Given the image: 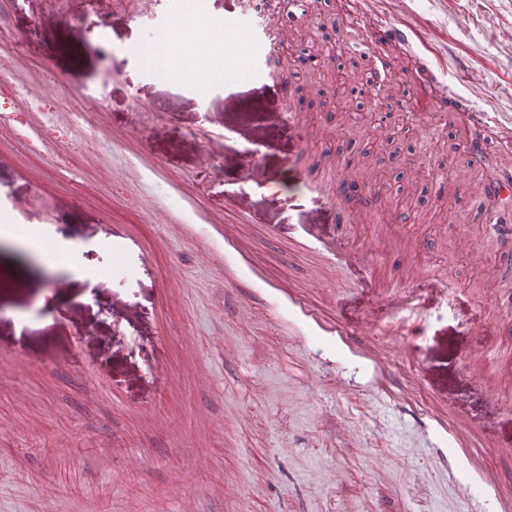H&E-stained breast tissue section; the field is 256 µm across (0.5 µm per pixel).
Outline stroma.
I'll return each mask as SVG.
<instances>
[{
	"label": "stroma",
	"instance_id": "obj_1",
	"mask_svg": "<svg viewBox=\"0 0 512 512\" xmlns=\"http://www.w3.org/2000/svg\"><path fill=\"white\" fill-rule=\"evenodd\" d=\"M190 8L282 30L272 67L203 93L129 52ZM371 12L410 27L413 52L391 41L372 54L383 32ZM326 30L344 47L349 92L382 65L404 95L379 97L374 113L333 111V88L292 63ZM0 40L14 49L0 86L21 88L15 110L39 111L46 127L31 150L0 153V195L16 228L51 214L50 243L75 242L98 271L80 278L0 239V512H225L232 501L242 512H468L413 417L443 396L480 430L484 466L512 484V398L491 401L460 375L470 351L496 371L512 346V311L495 310L503 285L487 275L512 264V238L485 234L506 207L490 187L512 142L476 119L512 116V0H309L295 17L278 0H0ZM430 80L453 98L421 112ZM131 140L215 220L228 193L245 197L255 261L313 289L327 318L352 329L373 318L408 401H382L353 361L243 305L219 255L172 224L178 201L140 181ZM246 148L263 181L239 182ZM342 177L367 189L362 218L340 229L343 203L323 190ZM481 187L476 207L468 192ZM311 222L368 253L367 281L289 237ZM416 274L418 310L372 314Z\"/></svg>",
	"mask_w": 512,
	"mask_h": 512
}]
</instances>
